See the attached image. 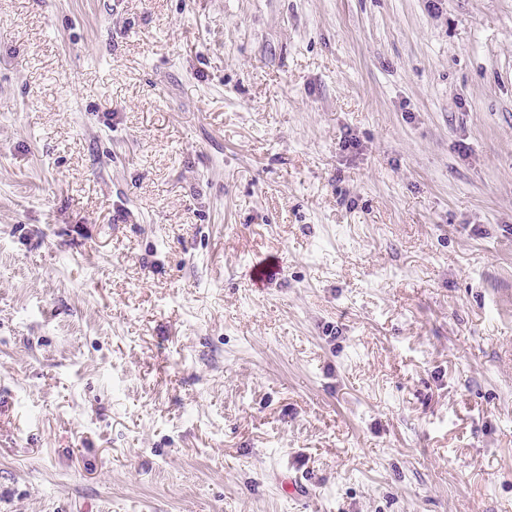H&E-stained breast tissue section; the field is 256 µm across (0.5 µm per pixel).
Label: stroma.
I'll use <instances>...</instances> for the list:
<instances>
[{"label": "stroma", "instance_id": "1", "mask_svg": "<svg viewBox=\"0 0 512 512\" xmlns=\"http://www.w3.org/2000/svg\"><path fill=\"white\" fill-rule=\"evenodd\" d=\"M0 512H512V0H0Z\"/></svg>", "mask_w": 512, "mask_h": 512}]
</instances>
